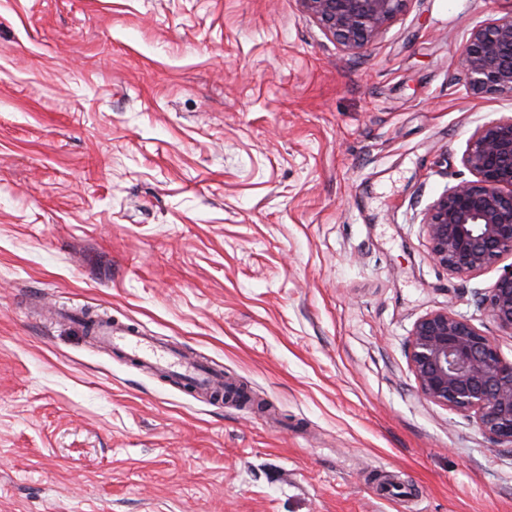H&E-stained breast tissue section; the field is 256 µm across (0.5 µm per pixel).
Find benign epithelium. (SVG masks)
Listing matches in <instances>:
<instances>
[{"instance_id": "benign-epithelium-1", "label": "benign epithelium", "mask_w": 512, "mask_h": 512, "mask_svg": "<svg viewBox=\"0 0 512 512\" xmlns=\"http://www.w3.org/2000/svg\"><path fill=\"white\" fill-rule=\"evenodd\" d=\"M307 14L344 50L356 53L404 10L408 0H300ZM460 66L475 95L512 98V11L474 26ZM462 164L473 179L447 188L423 213L434 258L471 276L512 257V116L477 127ZM499 329L512 335V264L477 297ZM409 360L421 394L477 424L495 446L512 447V361L495 340L445 309L415 324Z\"/></svg>"}]
</instances>
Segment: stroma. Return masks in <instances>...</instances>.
I'll return each mask as SVG.
<instances>
[{
    "label": "stroma",
    "mask_w": 512,
    "mask_h": 512,
    "mask_svg": "<svg viewBox=\"0 0 512 512\" xmlns=\"http://www.w3.org/2000/svg\"><path fill=\"white\" fill-rule=\"evenodd\" d=\"M512 0H408L358 54L299 0H0V512H512V450L426 400L471 301L423 209L470 179L456 52ZM85 309L220 365L217 402Z\"/></svg>",
    "instance_id": "1"
}]
</instances>
